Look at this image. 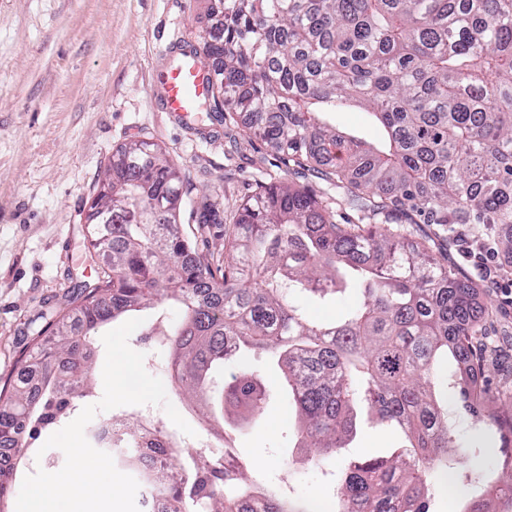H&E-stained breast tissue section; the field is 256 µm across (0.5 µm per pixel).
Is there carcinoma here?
Instances as JSON below:
<instances>
[{
    "instance_id": "1",
    "label": "carcinoma",
    "mask_w": 512,
    "mask_h": 512,
    "mask_svg": "<svg viewBox=\"0 0 512 512\" xmlns=\"http://www.w3.org/2000/svg\"><path fill=\"white\" fill-rule=\"evenodd\" d=\"M219 36L200 34L223 98L205 99L208 116L250 117L272 148L345 193L358 223L338 224L314 191L269 184L247 198L224 227L221 251L209 225L224 208L188 196L162 148L145 141L116 150L92 199L86 225L105 267L76 308L80 330L56 321L49 346L3 395L0 445L27 448L25 421L64 422L59 400L94 396L93 336L129 312L155 309L151 330L174 363L176 395L212 412L231 403L244 420L262 414L266 388L242 370L224 383V361L251 350L279 351L278 366L300 422L301 447L318 459L348 447L361 415L406 437L388 457L350 463L335 512H433L448 481L478 492L465 512L512 489L493 479L497 461L458 468L455 404L482 422L484 397L470 379L475 340L486 335L478 285L431 244L407 242L395 224L465 225L473 242L512 259V0H211ZM364 108L386 140L347 135L325 115ZM193 237L172 232L182 209ZM360 301L332 322L307 317L297 297H333L346 287ZM184 307L169 326L164 301ZM455 371L448 372V359ZM177 481L162 470L157 493L172 512H295L288 499L249 487L250 467L230 447L216 456L180 450Z\"/></svg>"
}]
</instances>
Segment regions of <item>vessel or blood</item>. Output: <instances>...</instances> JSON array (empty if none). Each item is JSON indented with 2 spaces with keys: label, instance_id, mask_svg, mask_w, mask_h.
<instances>
[{
  "label": "vessel or blood",
  "instance_id": "b4317fda",
  "mask_svg": "<svg viewBox=\"0 0 512 512\" xmlns=\"http://www.w3.org/2000/svg\"><path fill=\"white\" fill-rule=\"evenodd\" d=\"M205 68L189 56L176 58L160 76L163 107L166 111L189 115L197 101L207 95Z\"/></svg>",
  "mask_w": 512,
  "mask_h": 512
}]
</instances>
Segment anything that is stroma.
Returning <instances> with one entry per match:
<instances>
[{
    "label": "stroma",
    "instance_id": "1",
    "mask_svg": "<svg viewBox=\"0 0 512 512\" xmlns=\"http://www.w3.org/2000/svg\"><path fill=\"white\" fill-rule=\"evenodd\" d=\"M209 0H0V389L11 387L48 317L73 311L96 281L103 260L89 252L85 212L107 159L136 140L159 144L182 173L191 196L212 194L232 219L259 186L293 182L324 192L337 223L353 211L326 195V181L277 152L227 112L193 130L165 111L157 74L176 47L197 46ZM411 239L446 244L449 263L479 283L487 336L474 373L487 414H512V280L501 258L467 241L464 227L407 224ZM495 273L497 282L486 279ZM248 367L263 376V414L247 423L224 415L225 440L251 468L254 484L306 506L334 496L333 477L350 454L381 455L396 432L362 427L352 448L311 460L298 446L297 411L284 391L272 352L226 362L225 377Z\"/></svg>",
    "mask_w": 512,
    "mask_h": 512
}]
</instances>
